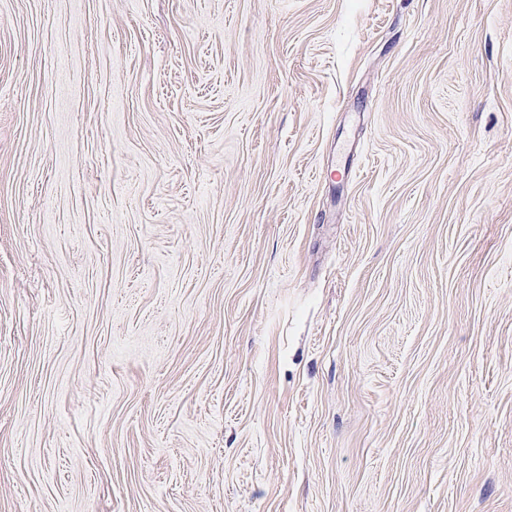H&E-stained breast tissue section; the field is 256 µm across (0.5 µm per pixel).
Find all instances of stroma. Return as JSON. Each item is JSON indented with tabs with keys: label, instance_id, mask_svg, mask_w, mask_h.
I'll return each instance as SVG.
<instances>
[{
	"label": "stroma",
	"instance_id": "1",
	"mask_svg": "<svg viewBox=\"0 0 512 512\" xmlns=\"http://www.w3.org/2000/svg\"><path fill=\"white\" fill-rule=\"evenodd\" d=\"M0 512H512V0H0Z\"/></svg>",
	"mask_w": 512,
	"mask_h": 512
}]
</instances>
